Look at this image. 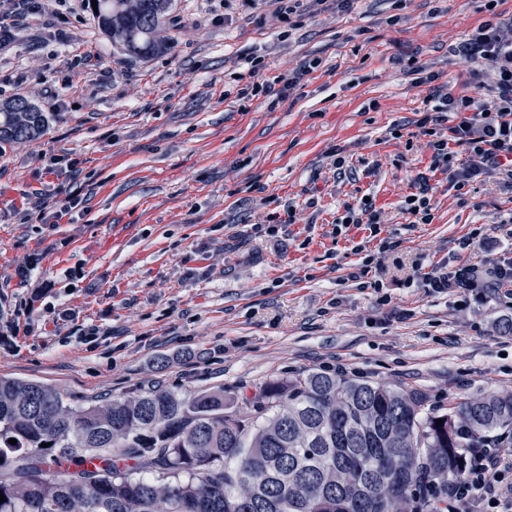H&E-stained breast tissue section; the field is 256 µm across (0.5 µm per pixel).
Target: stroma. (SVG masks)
I'll list each match as a JSON object with an SVG mask.
<instances>
[{
    "label": "stroma",
    "mask_w": 512,
    "mask_h": 512,
    "mask_svg": "<svg viewBox=\"0 0 512 512\" xmlns=\"http://www.w3.org/2000/svg\"><path fill=\"white\" fill-rule=\"evenodd\" d=\"M487 3L317 13L303 0L290 24L269 0H175L169 50L144 60L113 50L87 0L19 21L0 50V103L22 97L50 119L37 139L0 146V376L78 402L156 381L220 388L234 409L266 380L313 368L422 391L438 413L512 391V301L408 281L418 263L512 261L500 175L459 190L436 174L433 222L404 210L432 163L416 127L430 88L409 68L467 81L455 48ZM82 41L94 64L78 57ZM299 71L282 103L241 95ZM70 189L80 203L57 217ZM364 197L394 251L361 227L334 235ZM290 208L287 233L256 232ZM360 243L374 256L365 273Z\"/></svg>",
    "instance_id": "obj_1"
}]
</instances>
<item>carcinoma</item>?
Instances as JSON below:
<instances>
[{
  "instance_id": "obj_1",
  "label": "carcinoma",
  "mask_w": 512,
  "mask_h": 512,
  "mask_svg": "<svg viewBox=\"0 0 512 512\" xmlns=\"http://www.w3.org/2000/svg\"><path fill=\"white\" fill-rule=\"evenodd\" d=\"M173 2L97 0L93 19L113 49L146 59L169 48ZM46 123L7 101L0 143ZM423 401L322 369L270 379L231 414L222 389L155 386L85 407L0 377V512H444L462 449L492 436L512 447V391L439 416Z\"/></svg>"
}]
</instances>
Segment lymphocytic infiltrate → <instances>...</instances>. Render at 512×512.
<instances>
[{"mask_svg": "<svg viewBox=\"0 0 512 512\" xmlns=\"http://www.w3.org/2000/svg\"><path fill=\"white\" fill-rule=\"evenodd\" d=\"M456 51L470 66V81L426 97L417 124L420 135L432 139L431 172L452 169L461 188L488 173L512 184V21L480 22ZM443 112L457 113L459 120L441 133ZM423 281L436 293L454 285L512 300V264L458 266L424 275ZM448 512H512V448L488 444L465 455L462 476L448 490Z\"/></svg>", "mask_w": 512, "mask_h": 512, "instance_id": "obj_1", "label": "lymphocytic infiltrate"}]
</instances>
